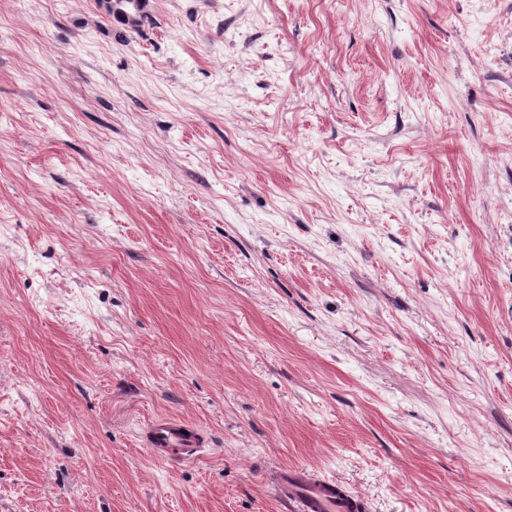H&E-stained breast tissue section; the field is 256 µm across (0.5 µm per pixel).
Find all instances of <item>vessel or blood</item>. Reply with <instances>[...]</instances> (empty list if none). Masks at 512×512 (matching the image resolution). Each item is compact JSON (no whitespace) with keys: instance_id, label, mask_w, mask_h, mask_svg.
I'll return each mask as SVG.
<instances>
[{"instance_id":"1","label":"vessel or blood","mask_w":512,"mask_h":512,"mask_svg":"<svg viewBox=\"0 0 512 512\" xmlns=\"http://www.w3.org/2000/svg\"><path fill=\"white\" fill-rule=\"evenodd\" d=\"M151 455L165 459L170 449H177L181 459L197 456L204 445L198 429L182 421L156 419L145 434ZM278 490L295 512H357L360 501L343 493L336 482L322 479L302 468H282L275 476Z\"/></svg>"}]
</instances>
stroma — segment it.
<instances>
[{
	"label": "stroma",
	"mask_w": 512,
	"mask_h": 512,
	"mask_svg": "<svg viewBox=\"0 0 512 512\" xmlns=\"http://www.w3.org/2000/svg\"><path fill=\"white\" fill-rule=\"evenodd\" d=\"M111 6L0 0V512H512V0ZM146 2L147 0H114L112 12L121 22L136 26L148 18ZM146 450L161 459L173 458L170 448H177L181 460L197 456L204 445V439L195 427L180 420L163 417L151 423L145 434ZM275 481L281 497L292 503L296 512H357L364 504L343 493L335 481L303 468H280Z\"/></svg>",
	"instance_id": "35a3bbf8"
}]
</instances>
